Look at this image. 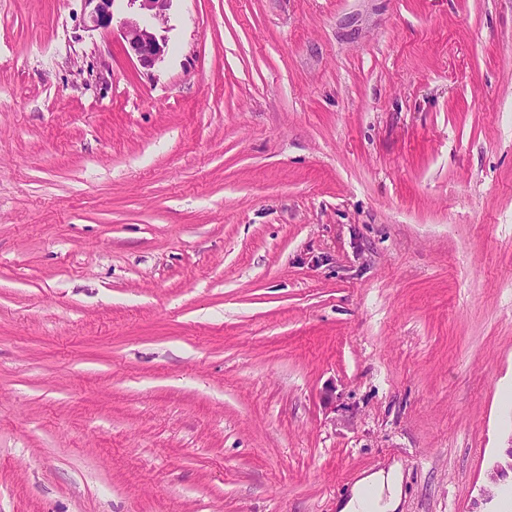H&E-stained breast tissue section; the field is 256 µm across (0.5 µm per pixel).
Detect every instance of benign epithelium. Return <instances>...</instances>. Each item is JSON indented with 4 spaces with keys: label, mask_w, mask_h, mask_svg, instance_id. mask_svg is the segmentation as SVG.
Returning a JSON list of instances; mask_svg holds the SVG:
<instances>
[{
    "label": "benign epithelium",
    "mask_w": 512,
    "mask_h": 512,
    "mask_svg": "<svg viewBox=\"0 0 512 512\" xmlns=\"http://www.w3.org/2000/svg\"><path fill=\"white\" fill-rule=\"evenodd\" d=\"M116 0H84L85 24L92 31L109 32L113 28ZM129 13L120 19L123 46L128 57L144 68H151L164 55L166 39L160 34L168 22L173 0H126ZM512 474V447L505 449L489 474L492 486Z\"/></svg>",
    "instance_id": "benign-epithelium-1"
}]
</instances>
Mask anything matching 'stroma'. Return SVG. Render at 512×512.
<instances>
[{
	"label": "stroma",
	"mask_w": 512,
	"mask_h": 512,
	"mask_svg": "<svg viewBox=\"0 0 512 512\" xmlns=\"http://www.w3.org/2000/svg\"><path fill=\"white\" fill-rule=\"evenodd\" d=\"M165 36L0 0V512H505L512 0ZM401 476L395 466L363 477L352 489L339 512H396L400 502ZM385 490L387 495L385 496Z\"/></svg>",
	"instance_id": "stroma-1"
}]
</instances>
